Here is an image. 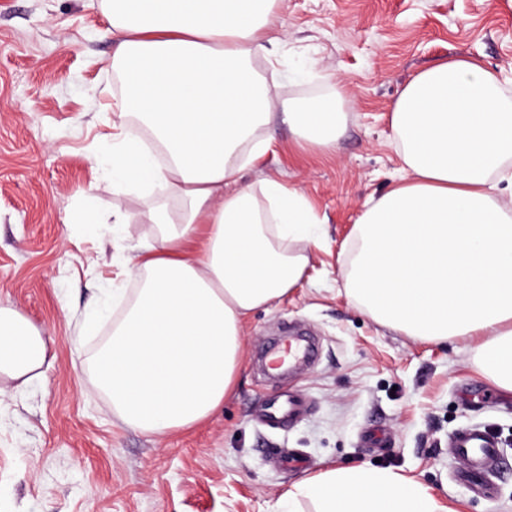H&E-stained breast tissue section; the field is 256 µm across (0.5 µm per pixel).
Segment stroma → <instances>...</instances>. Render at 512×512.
I'll use <instances>...</instances> for the list:
<instances>
[{"label":"stroma","instance_id":"obj_1","mask_svg":"<svg viewBox=\"0 0 512 512\" xmlns=\"http://www.w3.org/2000/svg\"><path fill=\"white\" fill-rule=\"evenodd\" d=\"M94 0H0V302L47 337L41 380L0 400V512H273L300 481L331 468L380 466L419 483L453 512H512V394L480 370L478 336L424 340L385 326L346 292L349 246L367 200L396 182L402 160L390 114L407 82L452 57H476L512 77V0H281L269 26L274 67L256 59L283 101L342 91L333 153L301 150L273 121L274 145L245 182L278 175L318 215L322 240L308 274L244 329L236 387L208 421L163 438L114 416L89 371L106 335L112 291L135 283L104 221L131 217L153 238L142 192L100 188L99 157L120 112L112 40ZM99 223L82 224L79 210ZM318 340L288 379L259 355L284 325ZM302 419L277 428L255 414L284 391ZM485 427L500 453L485 480L461 481L451 449ZM303 458L284 467L288 454Z\"/></svg>","mask_w":512,"mask_h":512}]
</instances>
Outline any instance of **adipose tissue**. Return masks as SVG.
I'll use <instances>...</instances> for the list:
<instances>
[{
  "mask_svg": "<svg viewBox=\"0 0 512 512\" xmlns=\"http://www.w3.org/2000/svg\"><path fill=\"white\" fill-rule=\"evenodd\" d=\"M278 0H99L112 37L115 103L131 119L112 134L102 184L159 197L143 218L154 239L131 245L140 287L91 360L112 412L166 436L209 419L232 393L248 318L304 277L318 218L281 179L244 182L282 119L326 154L344 115L315 98L282 101L253 69ZM404 174L366 206L348 293L379 322L445 340L475 332L494 384L512 392V100L498 71L456 57L417 73L391 113ZM42 330L0 304V397L41 375ZM443 512L389 470L332 468L295 485L274 512Z\"/></svg>",
  "mask_w": 512,
  "mask_h": 512,
  "instance_id": "1",
  "label": "adipose tissue"
}]
</instances>
